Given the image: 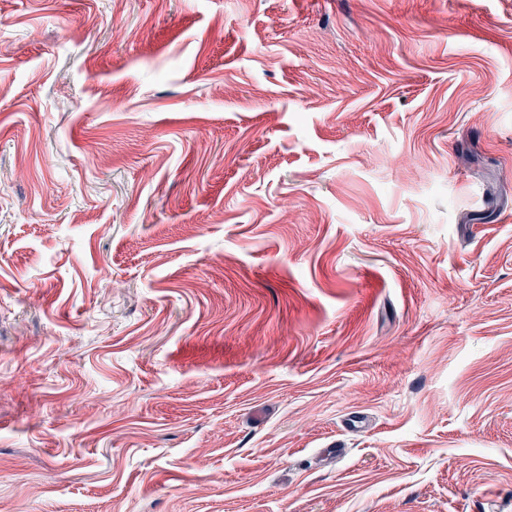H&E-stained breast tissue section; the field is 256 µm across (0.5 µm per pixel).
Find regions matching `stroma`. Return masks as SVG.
<instances>
[{
	"instance_id": "35a3bbf8",
	"label": "stroma",
	"mask_w": 512,
	"mask_h": 512,
	"mask_svg": "<svg viewBox=\"0 0 512 512\" xmlns=\"http://www.w3.org/2000/svg\"><path fill=\"white\" fill-rule=\"evenodd\" d=\"M0 84V512H512V0H0Z\"/></svg>"
}]
</instances>
